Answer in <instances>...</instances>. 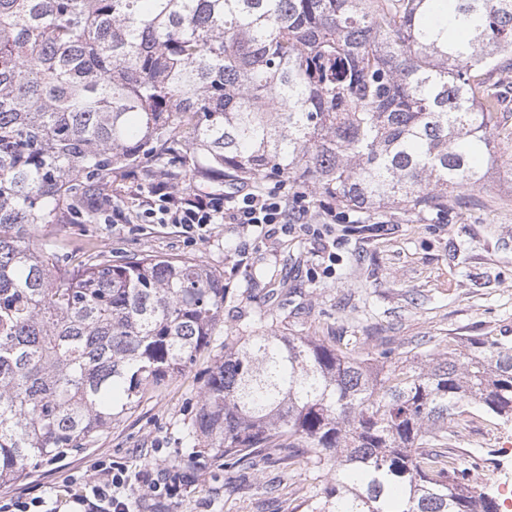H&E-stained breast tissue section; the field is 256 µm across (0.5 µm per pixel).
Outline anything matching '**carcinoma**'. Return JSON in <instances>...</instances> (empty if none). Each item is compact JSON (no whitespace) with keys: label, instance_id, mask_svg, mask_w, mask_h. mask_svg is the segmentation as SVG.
Wrapping results in <instances>:
<instances>
[{"label":"carcinoma","instance_id":"carcinoma-1","mask_svg":"<svg viewBox=\"0 0 512 512\" xmlns=\"http://www.w3.org/2000/svg\"><path fill=\"white\" fill-rule=\"evenodd\" d=\"M512 71V0H0V484L134 410L219 329L191 258L61 264L112 174L263 178L339 204L442 212L484 184ZM258 311L190 424L224 466L307 448V512H495L448 423L512 421V341L385 369Z\"/></svg>","mask_w":512,"mask_h":512}]
</instances>
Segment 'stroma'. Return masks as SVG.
I'll list each match as a JSON object with an SVG mask.
<instances>
[{
  "label": "stroma",
  "mask_w": 512,
  "mask_h": 512,
  "mask_svg": "<svg viewBox=\"0 0 512 512\" xmlns=\"http://www.w3.org/2000/svg\"><path fill=\"white\" fill-rule=\"evenodd\" d=\"M498 141L505 162L444 215L391 206L369 212L366 230L332 225L336 265L329 274L308 226L254 239L237 225L221 224L209 239L191 242L174 228L138 220V179L114 178L109 193L130 223L117 230L102 222L61 224L54 231L58 245L72 255L104 259H196L224 277V321L190 369L147 394L83 449L0 485V498L49 490L66 496L68 476H82L95 460L109 459L178 484L172 497L131 484L132 512H305L304 501L322 489L305 449L288 462L228 469L189 436L207 371L223 357L225 339L247 335L261 309L285 318L295 336H317L354 355L388 350L390 368L472 336L512 340V183L505 176L512 159L511 85ZM450 445L464 455L476 485L496 497L500 512H512V425L475 415Z\"/></svg>",
  "instance_id": "obj_1"
}]
</instances>
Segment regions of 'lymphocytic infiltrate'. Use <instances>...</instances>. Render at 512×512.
I'll return each mask as SVG.
<instances>
[{"label": "lymphocytic infiltrate", "instance_id": "1", "mask_svg": "<svg viewBox=\"0 0 512 512\" xmlns=\"http://www.w3.org/2000/svg\"><path fill=\"white\" fill-rule=\"evenodd\" d=\"M140 215L172 225L191 240L208 238L218 224H238L254 236L265 235L268 226L289 231L309 210L304 190L259 191L242 189L228 194H200L176 190L168 181L153 177L142 186ZM132 481L127 469L111 462L93 463L81 490L71 494L72 512H130L124 488Z\"/></svg>", "mask_w": 512, "mask_h": 512}]
</instances>
